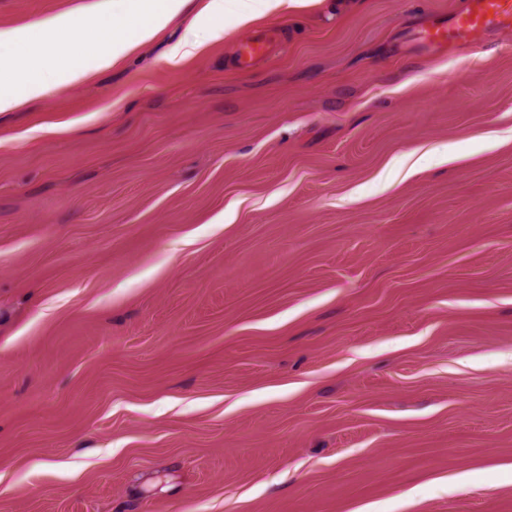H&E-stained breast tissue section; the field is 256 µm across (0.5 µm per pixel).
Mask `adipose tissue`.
<instances>
[{
  "mask_svg": "<svg viewBox=\"0 0 512 512\" xmlns=\"http://www.w3.org/2000/svg\"><path fill=\"white\" fill-rule=\"evenodd\" d=\"M110 8L82 17L61 14L46 22L0 30V112L17 109L51 87L87 79L118 64L153 39L188 0H111ZM251 10H232L233 0H206L195 18L199 28L249 27L259 14L288 10L305 0H256ZM95 40L74 45L83 31Z\"/></svg>",
  "mask_w": 512,
  "mask_h": 512,
  "instance_id": "ef3b65f1",
  "label": "adipose tissue"
}]
</instances>
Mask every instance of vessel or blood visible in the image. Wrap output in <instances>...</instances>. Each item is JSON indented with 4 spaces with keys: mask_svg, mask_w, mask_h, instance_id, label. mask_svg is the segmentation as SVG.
<instances>
[{
    "mask_svg": "<svg viewBox=\"0 0 512 512\" xmlns=\"http://www.w3.org/2000/svg\"><path fill=\"white\" fill-rule=\"evenodd\" d=\"M512 30V0H468L464 13L450 17L430 18L418 33L428 46L436 49L462 48L479 31ZM278 40L265 31L240 43L236 61L246 69L276 52Z\"/></svg>",
    "mask_w": 512,
    "mask_h": 512,
    "instance_id": "vessel-or-blood-1",
    "label": "vessel or blood"
}]
</instances>
